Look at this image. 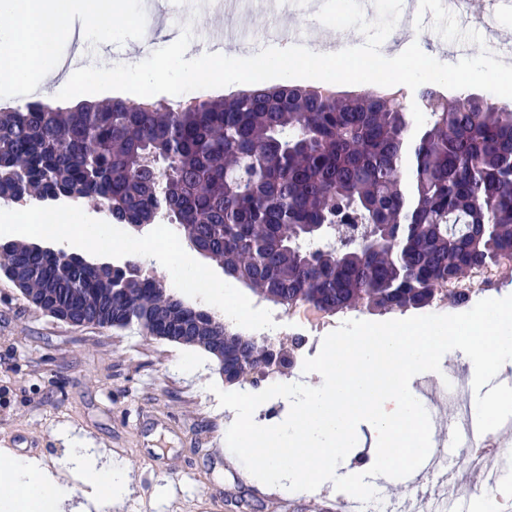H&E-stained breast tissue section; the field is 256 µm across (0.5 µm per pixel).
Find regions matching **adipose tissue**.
Instances as JSON below:
<instances>
[{
    "label": "adipose tissue",
    "mask_w": 512,
    "mask_h": 512,
    "mask_svg": "<svg viewBox=\"0 0 512 512\" xmlns=\"http://www.w3.org/2000/svg\"><path fill=\"white\" fill-rule=\"evenodd\" d=\"M2 15L9 24L0 28V73L15 84L33 88L57 78L55 47L63 39L68 22H79L81 28L100 30L108 36L115 33L117 26L128 23L125 0H0ZM166 44L176 50L174 62L183 73V80L203 74L213 84L223 85V50L194 51L180 35L167 39ZM118 80L141 94L160 82L166 84L170 95L183 91V81L167 79L151 60L127 62L119 71ZM140 249L176 270L175 287H191L201 302L235 319L246 318L247 306L236 297L233 288L224 289L201 279L190 249L172 252L148 242L142 243ZM126 476L123 461L112 460L100 466L86 449L79 447L66 449L63 457L50 466L12 456L0 463V512H59L74 479L82 480L86 486L84 512H107L120 497Z\"/></svg>",
    "instance_id": "ef3b65f1"
}]
</instances>
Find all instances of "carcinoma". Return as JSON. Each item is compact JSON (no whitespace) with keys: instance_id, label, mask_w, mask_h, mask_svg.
Instances as JSON below:
<instances>
[{"instance_id":"1","label":"carcinoma","mask_w":512,"mask_h":512,"mask_svg":"<svg viewBox=\"0 0 512 512\" xmlns=\"http://www.w3.org/2000/svg\"><path fill=\"white\" fill-rule=\"evenodd\" d=\"M342 97L282 84L186 105L114 100L0 111V201L108 203L118 224H175L224 274L287 308L407 311L512 255V110L416 89ZM0 271L54 318L224 347V380L256 388L290 351L185 307L131 259L98 268L23 240ZM174 322L164 333L157 317Z\"/></svg>"}]
</instances>
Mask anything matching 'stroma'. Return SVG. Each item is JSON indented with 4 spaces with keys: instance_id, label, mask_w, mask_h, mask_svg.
<instances>
[{
    "instance_id": "stroma-1",
    "label": "stroma",
    "mask_w": 512,
    "mask_h": 512,
    "mask_svg": "<svg viewBox=\"0 0 512 512\" xmlns=\"http://www.w3.org/2000/svg\"><path fill=\"white\" fill-rule=\"evenodd\" d=\"M141 3L127 0L129 27L111 44L88 33L95 78L70 73L65 84L52 82L33 93L0 77V108L37 102L67 108L81 100L126 98L113 80L112 48L137 50L145 37ZM26 214L25 207L0 202V243L26 238L87 253L79 244L82 225L52 239L29 236ZM145 239L165 247L164 225L124 228L92 259L124 264ZM223 383L203 351L135 329L71 327L31 305L0 275V451L53 461L76 446L105 461H125L128 481L112 512H333L335 495L265 485L241 462L213 453L233 416L212 391Z\"/></svg>"
}]
</instances>
